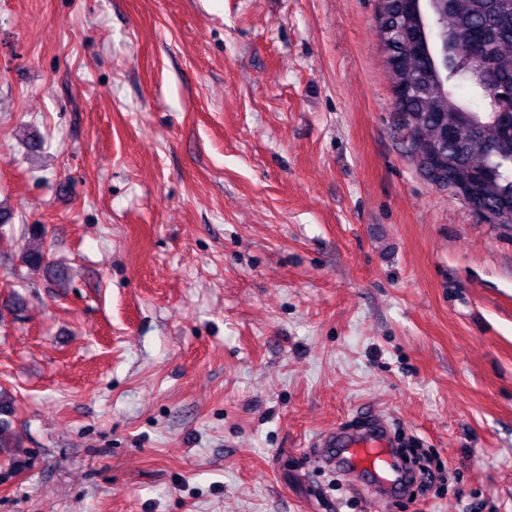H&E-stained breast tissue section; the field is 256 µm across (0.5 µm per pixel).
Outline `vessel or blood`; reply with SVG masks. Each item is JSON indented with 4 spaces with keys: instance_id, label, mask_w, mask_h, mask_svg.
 Masks as SVG:
<instances>
[{
    "instance_id": "1",
    "label": "vessel or blood",
    "mask_w": 512,
    "mask_h": 512,
    "mask_svg": "<svg viewBox=\"0 0 512 512\" xmlns=\"http://www.w3.org/2000/svg\"><path fill=\"white\" fill-rule=\"evenodd\" d=\"M329 444L340 448L341 453L336 457L325 456V463L345 462L350 477L369 474L376 486L385 490L400 487L406 479L405 472L393 470L389 463L393 438L383 418H376L373 426L362 431L339 432Z\"/></svg>"
}]
</instances>
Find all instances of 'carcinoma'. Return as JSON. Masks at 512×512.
<instances>
[{"mask_svg": "<svg viewBox=\"0 0 512 512\" xmlns=\"http://www.w3.org/2000/svg\"><path fill=\"white\" fill-rule=\"evenodd\" d=\"M378 39L386 54L406 149L428 181L450 190L467 179L478 205L512 212V0H378ZM481 27L488 50L473 59L463 41ZM39 241L24 262L51 268ZM0 394V448L18 441Z\"/></svg>", "mask_w": 512, "mask_h": 512, "instance_id": "cac0c4a2", "label": "carcinoma"}]
</instances>
